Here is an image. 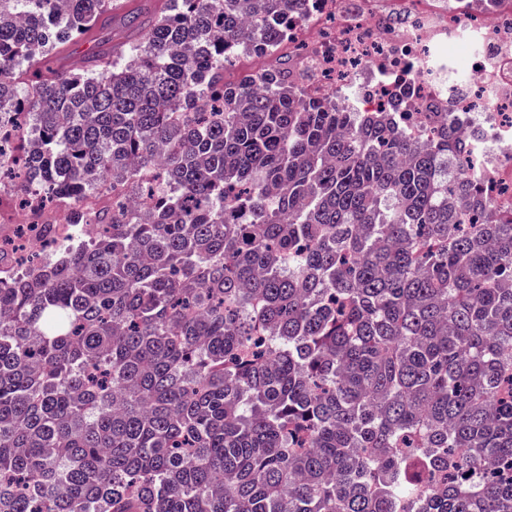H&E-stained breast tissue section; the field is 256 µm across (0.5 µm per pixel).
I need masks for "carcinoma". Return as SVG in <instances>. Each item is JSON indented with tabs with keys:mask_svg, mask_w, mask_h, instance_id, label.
<instances>
[{
	"mask_svg": "<svg viewBox=\"0 0 512 512\" xmlns=\"http://www.w3.org/2000/svg\"><path fill=\"white\" fill-rule=\"evenodd\" d=\"M304 2L170 0L73 74L112 0H0V125L64 244L0 247V512H512V209L406 89L225 85ZM29 120L27 115L14 114L8 126L2 128V141L6 149L9 150L13 158L12 170L22 172L19 168V151L21 156H25L27 152L26 144L32 141L33 137L28 133ZM23 144V148H18Z\"/></svg>",
	"mask_w": 512,
	"mask_h": 512,
	"instance_id": "carcinoma-1",
	"label": "carcinoma"
}]
</instances>
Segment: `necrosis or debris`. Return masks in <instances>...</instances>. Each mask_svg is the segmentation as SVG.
Returning <instances> with one entry per match:
<instances>
[{
  "label": "necrosis or debris",
  "instance_id": "1",
  "mask_svg": "<svg viewBox=\"0 0 512 512\" xmlns=\"http://www.w3.org/2000/svg\"><path fill=\"white\" fill-rule=\"evenodd\" d=\"M238 53L259 76L289 59L307 93L362 112L388 111L411 87L410 133L428 138L431 106L449 113L465 141L484 144L480 167L512 204V0H310L275 50L243 41ZM50 217L28 195L24 210H0V243L41 246L36 228Z\"/></svg>",
  "mask_w": 512,
  "mask_h": 512
}]
</instances>
